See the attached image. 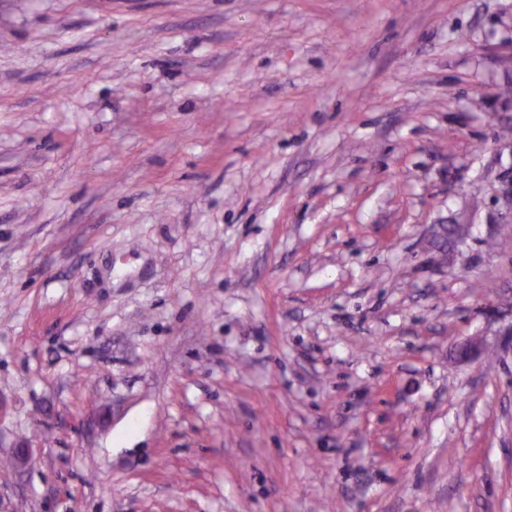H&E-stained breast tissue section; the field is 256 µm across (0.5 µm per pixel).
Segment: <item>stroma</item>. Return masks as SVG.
Wrapping results in <instances>:
<instances>
[{
	"label": "stroma",
	"instance_id": "35a3bbf8",
	"mask_svg": "<svg viewBox=\"0 0 512 512\" xmlns=\"http://www.w3.org/2000/svg\"><path fill=\"white\" fill-rule=\"evenodd\" d=\"M506 175L512 0H0V512H512Z\"/></svg>",
	"mask_w": 512,
	"mask_h": 512
}]
</instances>
